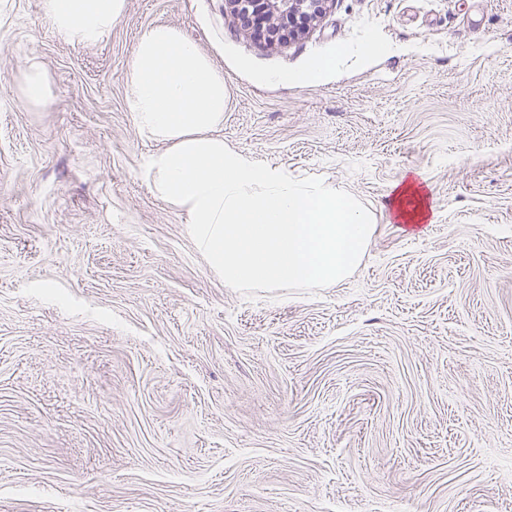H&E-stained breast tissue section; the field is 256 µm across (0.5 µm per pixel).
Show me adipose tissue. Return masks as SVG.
Masks as SVG:
<instances>
[{"mask_svg":"<svg viewBox=\"0 0 512 512\" xmlns=\"http://www.w3.org/2000/svg\"><path fill=\"white\" fill-rule=\"evenodd\" d=\"M126 0H41L54 31L93 43L125 13ZM137 130L163 142L147 161L159 199L186 214L196 248L229 286L333 285L360 263L372 213L324 182L295 179L224 144L223 74L179 30L155 25L139 37L128 75ZM394 219L422 224L432 208L418 180L394 185Z\"/></svg>","mask_w":512,"mask_h":512,"instance_id":"1","label":"adipose tissue"}]
</instances>
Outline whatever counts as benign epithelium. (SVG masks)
Instances as JSON below:
<instances>
[{
	"label": "benign epithelium",
	"mask_w": 512,
	"mask_h": 512,
	"mask_svg": "<svg viewBox=\"0 0 512 512\" xmlns=\"http://www.w3.org/2000/svg\"><path fill=\"white\" fill-rule=\"evenodd\" d=\"M333 0H224L225 10L269 45L305 35Z\"/></svg>",
	"instance_id": "7a95c632"
}]
</instances>
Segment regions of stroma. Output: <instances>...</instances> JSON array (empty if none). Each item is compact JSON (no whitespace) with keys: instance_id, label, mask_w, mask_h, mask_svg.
<instances>
[{"instance_id":"obj_1","label":"stroma","mask_w":512,"mask_h":512,"mask_svg":"<svg viewBox=\"0 0 512 512\" xmlns=\"http://www.w3.org/2000/svg\"><path fill=\"white\" fill-rule=\"evenodd\" d=\"M158 24L223 72L228 148L371 211L346 279L227 287L151 193L127 77ZM0 512H512V0H334L276 46L224 0H127L94 44L0 0ZM47 76L41 64L36 61L29 63L24 78L21 99L27 105L40 104L46 91ZM388 200L389 211L403 224H424L433 215L429 194L414 178L402 179L394 185Z\"/></svg>"}]
</instances>
